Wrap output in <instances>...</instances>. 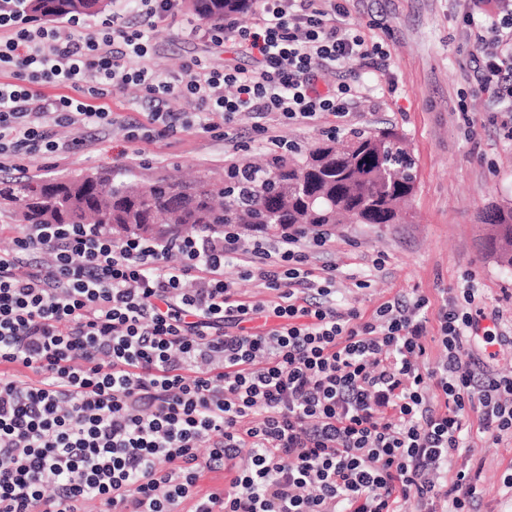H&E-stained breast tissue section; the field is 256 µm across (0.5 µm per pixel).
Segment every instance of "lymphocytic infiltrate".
I'll use <instances>...</instances> for the list:
<instances>
[{
  "mask_svg": "<svg viewBox=\"0 0 512 512\" xmlns=\"http://www.w3.org/2000/svg\"><path fill=\"white\" fill-rule=\"evenodd\" d=\"M28 0H0V172L27 154L56 155L54 130L111 124L101 103L134 87L149 102L128 141L177 131L253 133L289 150L281 131L345 116L351 65L386 70L389 54L346 23L341 0H255L253 26L231 19L193 31L234 41L254 65L193 62L172 84L146 65L148 33L179 0H137L134 19L96 33L37 23ZM479 26L473 89L512 103V0H468ZM140 66H131V59ZM337 74L327 90L318 81ZM46 84L66 87L45 98ZM197 111L166 110L171 95ZM324 230L244 239L235 224L164 239H113L94 224H29L0 253V512H401L409 503L475 512L480 473L438 474L464 445L470 413L490 438L512 432V376L462 355L482 308L463 289L438 310L447 355L426 353L425 300L398 298L370 318L336 307L334 277L314 275ZM275 291L239 299L224 277ZM265 327H258V320ZM31 373L18 383L13 369ZM440 395L434 408L432 395ZM224 490L200 492L203 473Z\"/></svg>",
  "mask_w": 512,
  "mask_h": 512,
  "instance_id": "obj_1",
  "label": "lymphocytic infiltrate"
}]
</instances>
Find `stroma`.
<instances>
[{
    "mask_svg": "<svg viewBox=\"0 0 512 512\" xmlns=\"http://www.w3.org/2000/svg\"><path fill=\"white\" fill-rule=\"evenodd\" d=\"M349 21L390 54L380 72L358 67V97L350 114L326 117L320 126H293L284 135L300 150L352 130L389 128L409 143L417 170L410 217L403 224H339L331 230L328 262L336 266V306L371 316L400 296L424 297L429 316L461 288H476L487 315L495 316L505 343L495 345L489 367L512 376V273L503 272L485 241L484 217L495 206L512 205V140L501 125V106L472 91V56L479 28L465 25L464 0H347ZM180 13L158 22L150 37L149 65L169 81L184 79V67L201 59L234 65L241 58L230 44L192 36L196 18L187 0ZM118 122L86 138L57 161L25 157L26 176L41 179L95 172L102 167L134 169L146 176L201 172L219 179L230 163H263L259 136L227 141L193 131L149 143L127 141L122 118L144 119L137 93L105 100ZM482 463L479 512H512V434L489 440L470 420L465 447L449 474Z\"/></svg>",
    "mask_w": 512,
    "mask_h": 512,
    "instance_id": "1",
    "label": "stroma"
}]
</instances>
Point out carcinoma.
<instances>
[{"mask_svg":"<svg viewBox=\"0 0 512 512\" xmlns=\"http://www.w3.org/2000/svg\"><path fill=\"white\" fill-rule=\"evenodd\" d=\"M106 0H31V12L62 21L99 11ZM250 0H191L193 11L213 27L249 10ZM260 183L250 171L229 184L205 174L173 181L116 179L109 169L61 180H0V208L18 210L23 224H103L119 236L163 237L188 228L222 231L246 224L283 231L302 224H400L401 204L415 189V162L405 140L389 130H353L341 146L315 144L300 159L270 160ZM488 244L500 263L512 267V206L487 214Z\"/></svg>","mask_w":512,"mask_h":512,"instance_id":"obj_1","label":"carcinoma"}]
</instances>
